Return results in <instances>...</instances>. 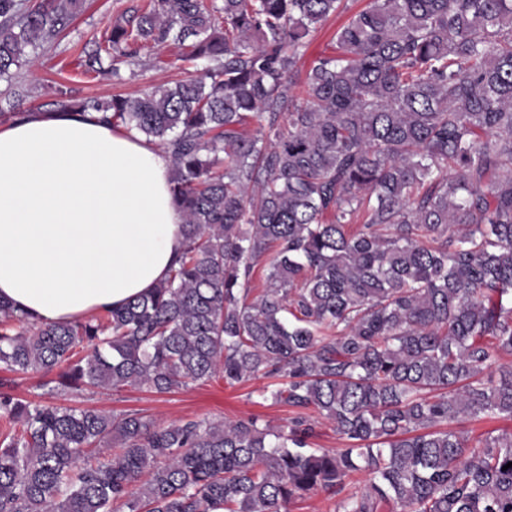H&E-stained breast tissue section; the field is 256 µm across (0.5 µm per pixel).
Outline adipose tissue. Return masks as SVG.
Instances as JSON below:
<instances>
[{"label": "adipose tissue", "instance_id": "ef3b65f1", "mask_svg": "<svg viewBox=\"0 0 512 512\" xmlns=\"http://www.w3.org/2000/svg\"><path fill=\"white\" fill-rule=\"evenodd\" d=\"M169 181L160 147L97 112L0 124V300L65 324L167 279L185 246Z\"/></svg>", "mask_w": 512, "mask_h": 512}]
</instances>
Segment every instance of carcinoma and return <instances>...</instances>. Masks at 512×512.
Returning a JSON list of instances; mask_svg holds the SVG:
<instances>
[{
  "instance_id": "1",
  "label": "carcinoma",
  "mask_w": 512,
  "mask_h": 512,
  "mask_svg": "<svg viewBox=\"0 0 512 512\" xmlns=\"http://www.w3.org/2000/svg\"><path fill=\"white\" fill-rule=\"evenodd\" d=\"M84 0H0V78ZM345 0H148L84 75L171 43L202 68L77 100L160 146L186 247L148 294L71 324L0 302V364L61 370L0 391V512H512V0H367L305 74ZM262 272V287L254 275ZM275 378L288 431L155 422L56 400ZM345 447H313L312 415ZM348 4L350 9L346 13L330 16L309 38L297 62V69L302 75L310 69L323 54L330 51L336 30L346 22L352 13L361 10L365 6L366 1L348 0ZM60 370L55 369L52 372L41 375L15 376L0 367V384L7 383L14 387V393L20 398L27 400H37L42 393H45L48 387H41L44 382L54 380L58 377ZM14 381V383H13ZM342 495L331 496L319 491L291 504L290 512H334L336 502Z\"/></svg>"
}]
</instances>
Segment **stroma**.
<instances>
[{
  "label": "stroma",
  "instance_id": "35a3bbf8",
  "mask_svg": "<svg viewBox=\"0 0 512 512\" xmlns=\"http://www.w3.org/2000/svg\"><path fill=\"white\" fill-rule=\"evenodd\" d=\"M144 0H85L83 12L58 36L37 50L32 63L17 70L12 81L0 80V97L11 90L25 92L23 109L48 111L56 98V87L65 84L74 95L109 98L115 94L135 96L150 85L172 83L191 72L190 64L180 58V50L169 45L154 53H142L140 62L124 82H115L111 71L94 78H84L76 69V47L92 40H103L113 24L122 22ZM269 381L255 379L231 387L215 378L166 395H156L138 388L119 392L97 390L72 398L77 407H94L119 415L130 409L142 410L154 420L171 423L206 418L212 421H235L258 417L261 424L287 429L291 411L265 396Z\"/></svg>",
  "mask_w": 512,
  "mask_h": 512
}]
</instances>
